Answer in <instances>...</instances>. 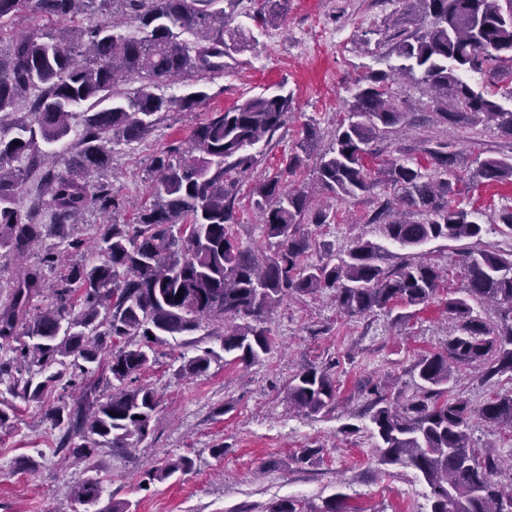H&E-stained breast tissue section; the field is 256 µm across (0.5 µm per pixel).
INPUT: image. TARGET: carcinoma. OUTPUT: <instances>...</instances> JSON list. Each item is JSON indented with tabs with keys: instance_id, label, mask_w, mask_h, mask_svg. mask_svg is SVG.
Here are the masks:
<instances>
[{
	"instance_id": "carcinoma-1",
	"label": "carcinoma",
	"mask_w": 512,
	"mask_h": 512,
	"mask_svg": "<svg viewBox=\"0 0 512 512\" xmlns=\"http://www.w3.org/2000/svg\"><path fill=\"white\" fill-rule=\"evenodd\" d=\"M227 7H221V3ZM426 26L399 40L394 50L406 61L400 73L415 75L443 105L439 121L450 125L483 115L512 137L507 110L467 75L496 77L512 69V0H421ZM237 0H0V20L33 9L67 24L54 35L25 34L0 57V350L12 354L0 363V385L23 401H38L45 390L67 391L76 379L103 367L111 393L83 390L82 404L65 397L48 409L64 430L59 447L85 463L83 476L68 484L72 512H130V502L106 493L92 462L98 448L123 455L148 433L159 405L158 391L139 376L154 362V348L166 337L210 327L224 355L245 365L272 349L270 331L258 326L280 302L329 290L338 310L359 316L432 300L448 271L420 257L392 271L375 263L377 246L357 240L346 256L328 253L307 260L311 242L298 231L306 221L327 223L328 213L311 211V193L288 177L302 164L316 132L307 123L285 167L256 182L250 198L262 217L271 254L241 247L232 234L237 223L239 177L258 160L253 149L271 137L292 111V93H260L214 112L193 130L188 147L158 152L150 170L151 201L139 204L133 224H105L94 249L98 259L76 262L58 272L60 253L81 242L69 228L90 208L114 213L122 206L106 173L112 168L113 138L140 142L156 116L177 107L194 110L203 91L179 98L155 93L174 79L205 78L224 69V57L238 51L225 39L228 13ZM133 14L142 35L119 32L114 5ZM288 0H262L255 16L274 25ZM189 33L192 39L182 35ZM134 82V89L126 85ZM26 115L15 117L20 108ZM83 128L64 168L40 148L71 132L76 109ZM405 117L388 78L371 76L356 86L346 116L316 166L318 188L339 202L373 186L364 158L372 144ZM431 170L394 165L387 182L401 191L385 200L373 222L402 247L430 240L478 238L477 211L447 199L450 179L458 178L453 158L429 151ZM27 160L24 167L14 166ZM488 182L512 181V156H490L477 170ZM31 183V206L18 205L22 185ZM421 215L417 220L414 215ZM49 238L39 263L11 271L1 263L20 258ZM463 295L446 302L454 326L442 350L415 364L421 384L415 394L390 399L376 391L367 414L379 439L381 464L413 467L429 493V512H512V466L508 483L498 479L502 463L471 443L469 402L454 392L462 369L478 364L484 380L512 374V252L467 247L461 252ZM50 293L44 309L33 301ZM500 311L489 325L473 315L470 301ZM109 340L123 345L105 354ZM212 350L189 359L182 371L204 372ZM288 405L314 415L331 410L337 399L334 377L310 366L288 383ZM481 420L512 431V394H496L478 410ZM180 457L146 471L165 481L191 471Z\"/></svg>"
}]
</instances>
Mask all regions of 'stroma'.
<instances>
[{"instance_id": "35a3bbf8", "label": "stroma", "mask_w": 512, "mask_h": 512, "mask_svg": "<svg viewBox=\"0 0 512 512\" xmlns=\"http://www.w3.org/2000/svg\"><path fill=\"white\" fill-rule=\"evenodd\" d=\"M259 8V0H238L228 27L241 32L249 47L225 59L223 70L197 83L159 84L158 94L166 97L205 91L198 107L160 113L143 141L113 143L108 178L114 194L129 202L113 221L134 223L132 204L146 195L147 170L157 152L184 144L211 113L283 87L294 96L293 110L272 138L257 145L258 163L240 181L239 222L233 227L242 246L269 250L247 195L252 182L279 171L303 124L310 122L317 139L295 181L311 183L356 83L384 73L407 115L402 132L379 139L365 159L374 187L342 203L315 197L313 208L328 211L333 220L303 224L299 231L312 244L314 263L328 252L347 253L362 238L377 245L375 262L383 269L421 255L447 269L448 278L429 304H398L361 316L341 314L324 292L283 300L264 321L273 351L249 366L225 363L220 338L205 330L168 338L157 345L154 363L141 376L161 398L147 436L131 456L102 448L95 462L108 491L128 500L131 512H265L281 499L295 501L299 512H320L335 494L343 495L353 512H428V488L416 471L379 463L366 410L373 386H385L392 398L413 394L415 362L444 349L451 324L444 303L465 286L460 253L469 242L439 238L404 248L388 240L371 218L391 192L388 167L428 165V148L442 142L458 159L450 199L480 213L478 247L512 250V239L497 231L499 211L512 206V183L490 185L476 176L489 152L512 154V138L482 118L440 124L427 85L399 75L403 60L393 47L401 37L421 32L419 0H289L281 21L266 27L255 20ZM206 348L214 352L208 369L182 373V364ZM307 365L336 378V405L329 412L307 416L288 408L286 387ZM56 396L51 389L40 402L11 401L10 418L0 425V512H70L63 487L79 477L80 469L58 448L60 433L47 416ZM177 457L191 459L190 472L144 483L145 470Z\"/></svg>"}]
</instances>
